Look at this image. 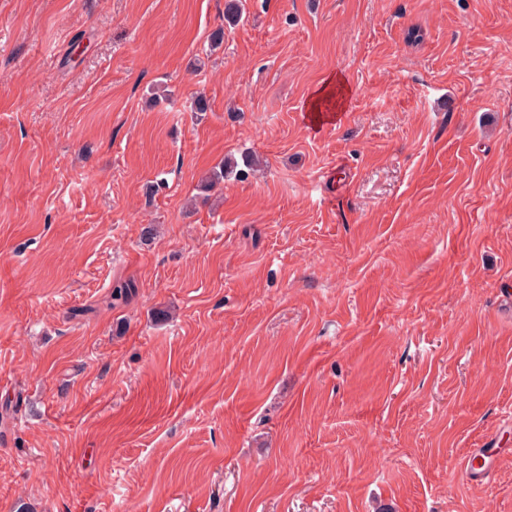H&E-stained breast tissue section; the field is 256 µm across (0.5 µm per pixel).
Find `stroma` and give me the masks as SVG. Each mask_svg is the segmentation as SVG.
<instances>
[{"label": "stroma", "mask_w": 512, "mask_h": 512, "mask_svg": "<svg viewBox=\"0 0 512 512\" xmlns=\"http://www.w3.org/2000/svg\"><path fill=\"white\" fill-rule=\"evenodd\" d=\"M243 2L0 0V512H512V0ZM344 99V84L340 81H334L333 77H330L322 88L317 92L315 99L311 102V112H321V108L327 105L331 106L329 112L334 110L338 111L342 106ZM322 113L321 120H333L334 113ZM503 448H472L462 470L470 482L487 478L494 470L495 463Z\"/></svg>", "instance_id": "1"}]
</instances>
